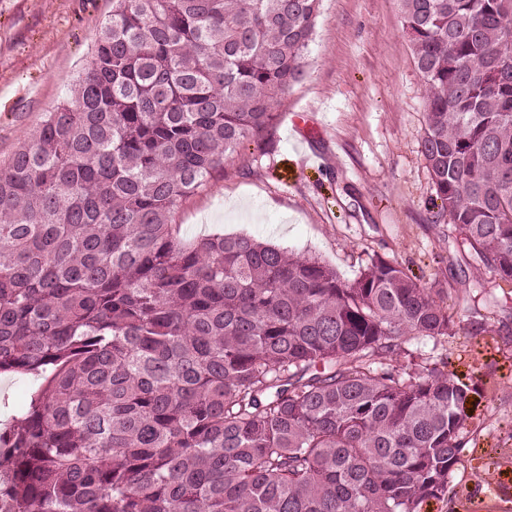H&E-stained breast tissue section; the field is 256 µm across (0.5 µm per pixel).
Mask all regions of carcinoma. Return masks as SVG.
Wrapping results in <instances>:
<instances>
[{
	"label": "carcinoma",
	"instance_id": "obj_1",
	"mask_svg": "<svg viewBox=\"0 0 512 512\" xmlns=\"http://www.w3.org/2000/svg\"><path fill=\"white\" fill-rule=\"evenodd\" d=\"M322 0H112L92 61L0 163V512H421L473 389L379 366L453 321L399 264L351 283L247 235L176 236L259 143ZM439 213L512 283V0H402ZM41 382L32 376L1 374L0 430H3L5 423L21 415L22 408L29 402L31 394L38 390Z\"/></svg>",
	"mask_w": 512,
	"mask_h": 512
}]
</instances>
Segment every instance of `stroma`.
<instances>
[{"label": "stroma", "mask_w": 512, "mask_h": 512, "mask_svg": "<svg viewBox=\"0 0 512 512\" xmlns=\"http://www.w3.org/2000/svg\"><path fill=\"white\" fill-rule=\"evenodd\" d=\"M111 8L112 0H0V161L65 98ZM275 110L264 150L247 145L183 201L179 239L247 235L319 258L347 282L380 257L440 283L453 334L410 338L393 364L435 367L477 391L448 493L422 512H512V294L449 219H430L424 83L401 0H323L305 74ZM40 385L0 376V427Z\"/></svg>", "instance_id": "stroma-1"}]
</instances>
